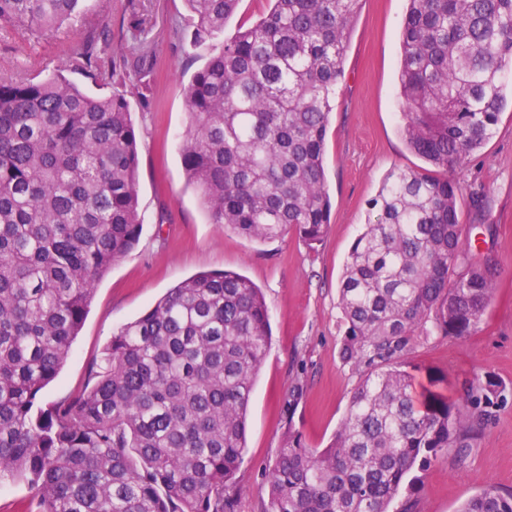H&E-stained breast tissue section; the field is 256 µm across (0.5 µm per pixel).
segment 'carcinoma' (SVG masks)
<instances>
[{
  "mask_svg": "<svg viewBox=\"0 0 512 512\" xmlns=\"http://www.w3.org/2000/svg\"><path fill=\"white\" fill-rule=\"evenodd\" d=\"M85 0H0V22L46 34ZM226 34L240 0H185L192 43H220L185 93L179 144L213 224L252 240L330 223L323 156L361 0H270ZM401 132L427 167L390 173L354 242L339 306L343 358L368 369L330 442L293 417L263 512H390L402 491L483 430L493 381L452 399L409 361L421 336L462 337L488 308L498 264L464 229L452 170L492 137L512 64V0H405ZM153 72L147 43L122 56ZM100 81L94 47L68 59ZM139 153L122 93L59 72L0 79V483L23 479L39 512H235L248 407L271 340L260 288L232 270L193 275L122 326L83 391L45 402L96 285L139 241ZM457 512H512L485 485Z\"/></svg>",
  "mask_w": 512,
  "mask_h": 512,
  "instance_id": "1",
  "label": "carcinoma"
}]
</instances>
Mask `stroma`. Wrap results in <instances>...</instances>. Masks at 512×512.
Listing matches in <instances>:
<instances>
[{
	"mask_svg": "<svg viewBox=\"0 0 512 512\" xmlns=\"http://www.w3.org/2000/svg\"><path fill=\"white\" fill-rule=\"evenodd\" d=\"M148 19L155 66L149 106L128 94L139 136L138 245L99 281L69 358L43 398L82 391L91 365L113 333L151 308L180 281L204 271H237L261 288L269 310L271 345L249 407L244 463L238 471L236 512H262L267 474L281 446L288 393L304 395L294 424L304 442L324 447L344 419L363 378L343 359L339 285L350 248L370 214L369 202L393 171L421 166L401 134L399 35L404 0H362L342 65L325 138L324 167L332 199L324 240L307 245L295 233L255 241L210 223L197 190L188 185L179 142L189 118L184 95L210 46H193L182 22L184 0H86L84 13L54 35L35 37L0 24V77L49 75L67 63L66 51L95 38L96 66L120 91L117 64L130 44V2ZM462 224L493 229L499 277L478 328L470 335L416 341L412 364L440 377L449 395L495 380L504 397L490 409L469 447L450 449L420 473L410 498L417 512H457L485 483L512 491V106L501 112L481 152L457 169ZM482 199L474 209L473 199Z\"/></svg>",
	"mask_w": 512,
	"mask_h": 512,
	"instance_id": "stroma-1",
	"label": "stroma"
}]
</instances>
